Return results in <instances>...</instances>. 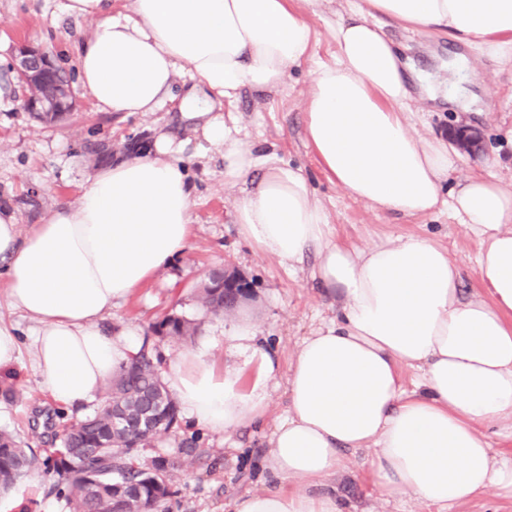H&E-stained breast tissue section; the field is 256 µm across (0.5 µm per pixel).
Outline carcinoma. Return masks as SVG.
<instances>
[{
	"label": "carcinoma",
	"mask_w": 512,
	"mask_h": 512,
	"mask_svg": "<svg viewBox=\"0 0 512 512\" xmlns=\"http://www.w3.org/2000/svg\"><path fill=\"white\" fill-rule=\"evenodd\" d=\"M212 271L196 298L206 312L224 313V289ZM195 319L165 314L151 326L163 340L192 339ZM177 423V406L154 360L142 350L113 374L104 404L94 413L66 424L61 446L44 460L57 475L56 493L70 512H158L171 496L173 472L181 458H161L142 467L131 445H143ZM33 449L17 434L0 429V494L9 493L36 464Z\"/></svg>",
	"instance_id": "carcinoma-1"
}]
</instances>
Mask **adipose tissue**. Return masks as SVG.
<instances>
[{
  "label": "adipose tissue",
  "instance_id": "1",
  "mask_svg": "<svg viewBox=\"0 0 512 512\" xmlns=\"http://www.w3.org/2000/svg\"><path fill=\"white\" fill-rule=\"evenodd\" d=\"M323 0H67L96 26L77 49V75L105 112H154L181 71L192 85L183 115L224 152V183L242 188L235 222L262 252L288 265L308 251L310 273L335 316L305 336L288 365L263 350L246 319L226 339L240 371L182 354L167 375L185 416L224 433L262 421L268 388L286 377L288 414L276 426L267 487L231 512H343L331 481L349 454L378 450L371 480L387 498L409 496L437 512L494 490L512 501V464L486 430L512 421V190L480 176L445 188L457 152L412 135L409 65L375 17L499 53L512 47V0H346L336 52L317 59L306 13ZM312 62L304 136L328 178L381 212L420 216L447 208L482 243L481 292L463 296L460 270L435 240L408 235L361 250L341 243L309 178L275 153L247 146L216 114L243 89L280 88ZM192 188L167 134L132 159L99 168L73 202L29 232L0 208V263L13 308L36 328L34 370L63 404L90 402L139 349L137 333L102 322L170 266L189 244ZM416 376L404 383L402 372Z\"/></svg>",
  "mask_w": 512,
  "mask_h": 512
}]
</instances>
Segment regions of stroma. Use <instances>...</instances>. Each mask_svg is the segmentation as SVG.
I'll return each instance as SVG.
<instances>
[{"label":"stroma","instance_id":"obj_1","mask_svg":"<svg viewBox=\"0 0 512 512\" xmlns=\"http://www.w3.org/2000/svg\"><path fill=\"white\" fill-rule=\"evenodd\" d=\"M64 4L65 0H0V58L9 59L17 44L32 41L42 44L67 70H74L77 46L90 35L94 22L68 15ZM381 25L385 35L406 47L417 67L424 70H434L440 62L465 53L468 69L463 74L471 82L473 100L464 109L447 103L412 104L411 131L420 138H443L449 128L463 121L479 128L485 153L478 158L461 155L451 182L481 175L511 190L512 58L464 47L437 32H412L386 19ZM463 74L446 70L440 78L451 85ZM310 79V68L305 65L291 72L274 93L262 96L243 91L233 114L241 139L307 169L336 236L344 244L368 249L407 234L431 237L447 248L459 266L463 294L479 291L476 258L480 242L452 213L406 217L376 212L327 180L303 134ZM74 91L78 106L73 115L61 124L45 125L22 109L25 90L17 79L0 87V206L11 207L20 230H28L58 202L76 200L97 169L87 149L89 143L106 138L119 147L135 141L149 144L156 133L169 134L181 143L189 161L193 186L189 248L171 267L113 307L109 324L146 337L158 317L176 309L199 319L201 327L193 340L157 343L160 374H167L183 353L205 344L210 347L206 357L210 365L220 369L238 364V357L224 341L232 316L203 314L195 299V289L209 270L225 265L252 280L255 297L248 304V314L259 339L275 351L281 364H288L302 338L334 315L328 300L308 278L315 256L307 254L304 263L292 270L241 236L234 222L240 192L224 184L221 149L208 144L194 125L179 119L182 84H175L171 101L147 115L103 112L82 86H75ZM5 288V280L0 279V323L17 330L22 346L14 370L0 373V384L11 383L16 388L12 401L0 400V428L14 431L40 452L54 447V435L61 432L65 420L92 413L100 402L95 399L74 409L51 397L32 370L29 341L34 325L8 306ZM287 408L283 387H274L261 425L216 434L182 416L169 432L138 448L143 463L181 455L188 458L187 466L174 478V493L164 502L163 512H228L236 496L260 489L267 477L263 459ZM374 456L371 448L351 456L353 473L336 489L345 512H432L409 497L381 498L370 480ZM54 480V474L44 467L32 469L7 496L0 497V512H69L65 500L50 490Z\"/></svg>","mask_w":512,"mask_h":512}]
</instances>
